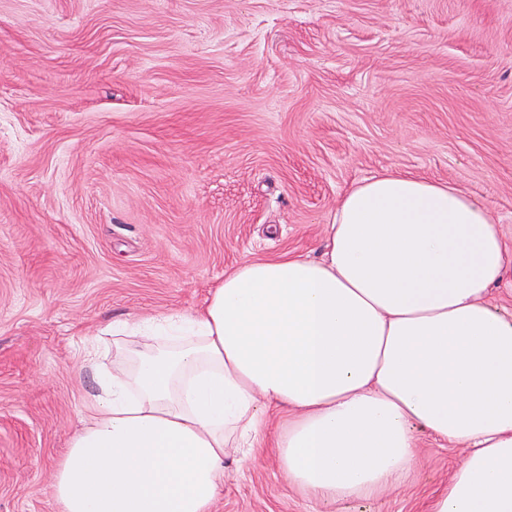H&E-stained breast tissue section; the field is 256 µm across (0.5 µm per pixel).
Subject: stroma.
Returning a JSON list of instances; mask_svg holds the SVG:
<instances>
[{
  "label": "stroma",
  "instance_id": "obj_1",
  "mask_svg": "<svg viewBox=\"0 0 512 512\" xmlns=\"http://www.w3.org/2000/svg\"><path fill=\"white\" fill-rule=\"evenodd\" d=\"M450 182L512 246V0H0V512H57L98 328L319 257L353 184ZM325 505L270 448L213 512H428L461 450Z\"/></svg>",
  "mask_w": 512,
  "mask_h": 512
}]
</instances>
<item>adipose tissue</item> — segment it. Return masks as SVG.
<instances>
[{"instance_id": "1", "label": "adipose tissue", "mask_w": 512, "mask_h": 512, "mask_svg": "<svg viewBox=\"0 0 512 512\" xmlns=\"http://www.w3.org/2000/svg\"><path fill=\"white\" fill-rule=\"evenodd\" d=\"M512 273L488 207L384 173L349 188L321 257L245 260L189 310L112 322L51 494L58 512H212L265 432L328 503L401 485L417 433L460 446L431 512H512Z\"/></svg>"}]
</instances>
